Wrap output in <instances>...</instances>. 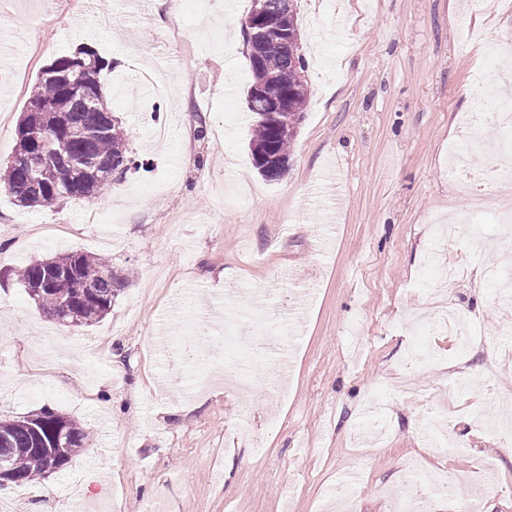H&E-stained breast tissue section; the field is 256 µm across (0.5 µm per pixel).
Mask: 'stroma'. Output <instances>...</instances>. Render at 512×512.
Returning a JSON list of instances; mask_svg holds the SVG:
<instances>
[{
    "label": "stroma",
    "mask_w": 512,
    "mask_h": 512,
    "mask_svg": "<svg viewBox=\"0 0 512 512\" xmlns=\"http://www.w3.org/2000/svg\"><path fill=\"white\" fill-rule=\"evenodd\" d=\"M470 0H298L309 98L288 170L264 180L248 150L251 79L241 28L250 0H181L166 19L129 0H0V164L42 68L89 46L113 62V115L139 162L104 194L43 209L0 192V418L47 408L88 433L52 474L58 512H351L411 508L416 459L466 475L460 500L512 512V435L484 425L512 405V297L486 272L512 264V234L486 214L475 242L440 249L431 226L472 206L448 176V146L475 164L489 126L476 74L512 100V7ZM170 71L186 101H153L137 70ZM235 90L225 94L224 84ZM171 126L156 149L141 121ZM98 221L86 223L88 210ZM89 252L127 283L91 327L46 321L19 282L29 261ZM193 291L214 330L226 305L271 293L305 310L289 350L241 324L248 395L189 389L191 365L159 356L176 295ZM446 299L477 336L413 318ZM380 399L383 440L362 436ZM449 425L432 444L425 422Z\"/></svg>",
    "instance_id": "obj_1"
}]
</instances>
